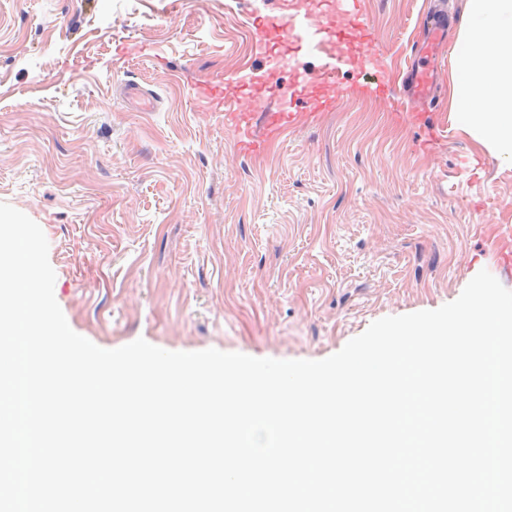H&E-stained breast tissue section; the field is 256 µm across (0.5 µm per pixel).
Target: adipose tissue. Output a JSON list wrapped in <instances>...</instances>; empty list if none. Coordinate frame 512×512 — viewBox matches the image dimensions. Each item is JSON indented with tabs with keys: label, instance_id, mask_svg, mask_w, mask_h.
Here are the masks:
<instances>
[{
	"label": "adipose tissue",
	"instance_id": "ef3b65f1",
	"mask_svg": "<svg viewBox=\"0 0 512 512\" xmlns=\"http://www.w3.org/2000/svg\"><path fill=\"white\" fill-rule=\"evenodd\" d=\"M454 55L456 127L512 167V0H468Z\"/></svg>",
	"mask_w": 512,
	"mask_h": 512
}]
</instances>
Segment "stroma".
Here are the masks:
<instances>
[{
  "label": "stroma",
  "mask_w": 512,
  "mask_h": 512,
  "mask_svg": "<svg viewBox=\"0 0 512 512\" xmlns=\"http://www.w3.org/2000/svg\"><path fill=\"white\" fill-rule=\"evenodd\" d=\"M431 6L361 0L375 63L312 114L248 91L322 65L255 51L287 0H0V202L42 228L72 330L104 349L321 360L481 270L512 290V167L451 116L468 0H444L440 107L405 115ZM227 101L304 119L246 155Z\"/></svg>",
  "instance_id": "35a3bbf8"
}]
</instances>
